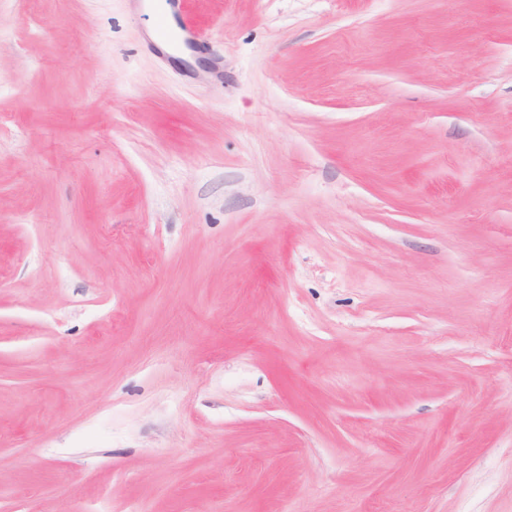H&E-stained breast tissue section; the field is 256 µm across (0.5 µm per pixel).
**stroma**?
I'll use <instances>...</instances> for the list:
<instances>
[{"instance_id": "1", "label": "stroma", "mask_w": 512, "mask_h": 512, "mask_svg": "<svg viewBox=\"0 0 512 512\" xmlns=\"http://www.w3.org/2000/svg\"><path fill=\"white\" fill-rule=\"evenodd\" d=\"M0 0V512H512V0ZM155 14L158 20L157 38L175 47H185L191 54H202L205 43L196 25L183 16L184 0H158ZM176 22L172 27L171 20Z\"/></svg>"}]
</instances>
